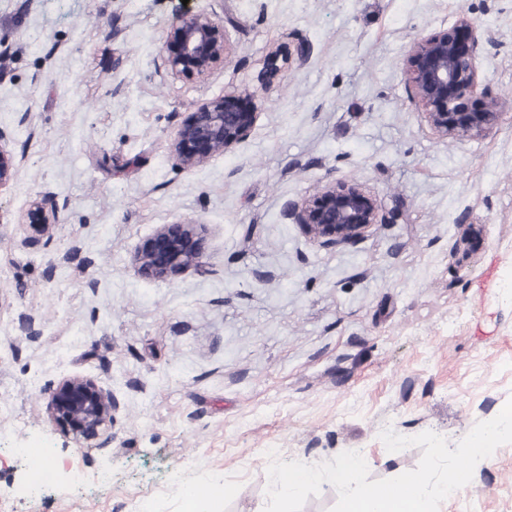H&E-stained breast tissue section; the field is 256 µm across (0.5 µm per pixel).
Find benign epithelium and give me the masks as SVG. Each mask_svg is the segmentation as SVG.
<instances>
[{
	"label": "benign epithelium",
	"instance_id": "7a95c632",
	"mask_svg": "<svg viewBox=\"0 0 512 512\" xmlns=\"http://www.w3.org/2000/svg\"><path fill=\"white\" fill-rule=\"evenodd\" d=\"M219 24L205 11H187L166 34L168 66L174 73L208 76L224 64L225 40ZM479 26L465 13L446 31L413 41L406 60L409 97L439 136L465 138L483 135L502 117L501 103L482 83ZM256 113L238 97L211 100L187 113L173 144L179 166L191 171L226 153L251 131ZM15 170L14 157L0 145V186ZM282 217L326 248L353 245L379 223L376 199L356 182H330L313 196L288 202ZM204 240L192 222L165 224L137 252V273L165 281L200 263ZM116 404L112 392L79 375L49 387V421L76 443L112 442Z\"/></svg>",
	"mask_w": 512,
	"mask_h": 512
}]
</instances>
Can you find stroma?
Segmentation results:
<instances>
[{"mask_svg": "<svg viewBox=\"0 0 512 512\" xmlns=\"http://www.w3.org/2000/svg\"><path fill=\"white\" fill-rule=\"evenodd\" d=\"M186 9L228 48L204 79L166 64ZM461 12L488 39L504 115L443 139L409 99L406 51ZM243 93L248 136L182 170L187 112ZM0 144L17 165L0 187V512H124L138 485L182 512L180 487L211 478L230 493L209 512H263L264 449L357 451L390 479L422 450L388 451L385 428L453 447L512 399V0H0ZM331 180L377 200L383 222L357 245L281 217ZM35 203L58 212L48 232L26 222ZM186 220L201 265L137 275L134 254ZM70 375L112 391L110 447L49 423L48 388ZM21 446L55 465L47 495H23ZM76 471L111 483L74 495ZM474 473L439 512H512V444Z\"/></svg>", "mask_w": 512, "mask_h": 512, "instance_id": "35a3bbf8", "label": "stroma"}]
</instances>
